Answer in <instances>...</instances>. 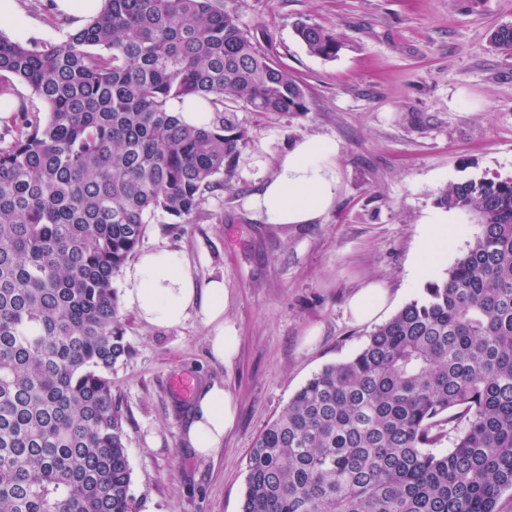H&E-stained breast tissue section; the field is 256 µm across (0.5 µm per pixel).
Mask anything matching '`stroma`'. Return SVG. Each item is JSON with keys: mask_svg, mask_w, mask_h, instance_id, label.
Here are the masks:
<instances>
[{"mask_svg": "<svg viewBox=\"0 0 512 512\" xmlns=\"http://www.w3.org/2000/svg\"><path fill=\"white\" fill-rule=\"evenodd\" d=\"M48 0H16L0 23L12 40L53 42ZM274 62L305 87V115L238 117L251 140L220 190L192 223L157 215L141 250L167 246L188 257L199 283L223 279L224 313L241 338L231 363L215 360L207 327L122 323L128 354L112 368L124 413L136 512H241L247 455L266 424L325 365L350 358L373 330L354 323L348 298L378 281L387 315L424 294L410 268L424 217L442 188L470 177L512 176V54L489 33L512 24V0H220ZM323 26L341 49L308 53L298 23ZM334 141L336 202L317 224L272 229L246 210L259 165H272L296 138ZM223 381L237 419L218 459L180 443L190 398L173 377Z\"/></svg>", "mask_w": 512, "mask_h": 512, "instance_id": "obj_1", "label": "stroma"}]
</instances>
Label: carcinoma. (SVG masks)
Returning <instances> with one entry per match:
<instances>
[{
  "label": "carcinoma",
  "mask_w": 512,
  "mask_h": 512,
  "mask_svg": "<svg viewBox=\"0 0 512 512\" xmlns=\"http://www.w3.org/2000/svg\"><path fill=\"white\" fill-rule=\"evenodd\" d=\"M57 42L0 35V512H135L112 366L128 353L113 279L157 213L190 224L250 141L241 108L306 92L217 0H100ZM312 55L336 34L301 22ZM490 43L512 51V26ZM202 100L205 127L174 99ZM479 233L444 277L325 366L263 431L241 512H499L512 491V176L444 187ZM448 439L451 447H435ZM190 100H174L170 103V110L174 112L179 119L189 125L201 127L209 122L210 112H194L190 107Z\"/></svg>",
  "instance_id": "cac0c4a2"
}]
</instances>
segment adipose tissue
<instances>
[{
    "instance_id": "obj_1",
    "label": "adipose tissue",
    "mask_w": 512,
    "mask_h": 512,
    "mask_svg": "<svg viewBox=\"0 0 512 512\" xmlns=\"http://www.w3.org/2000/svg\"><path fill=\"white\" fill-rule=\"evenodd\" d=\"M336 153V144L322 137L294 141L276 158L273 174L260 177L246 202L247 209L276 228L319 223L336 201ZM452 222L448 213L424 219L413 267L415 277L429 275L448 244ZM125 280L124 303L143 323L171 329L190 316H199L209 328L211 356L223 363L235 357L240 337L236 327L224 320L229 292L220 279L199 284L182 251L159 247L143 252L127 268ZM388 302L387 288L370 282L351 295L347 310L354 322L364 323L384 312ZM235 420L231 392L222 382H208L194 396L191 412L180 428V442L199 458L218 457Z\"/></svg>"
}]
</instances>
